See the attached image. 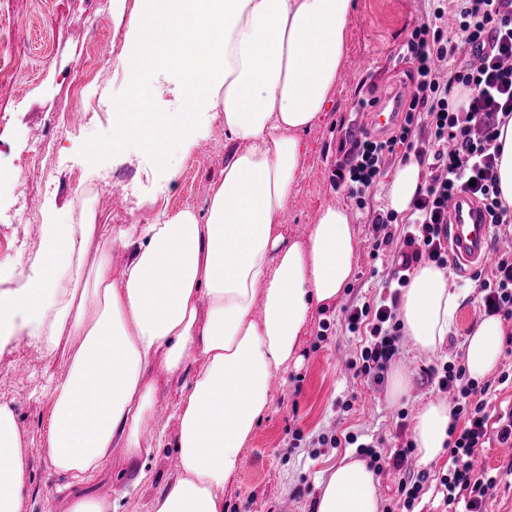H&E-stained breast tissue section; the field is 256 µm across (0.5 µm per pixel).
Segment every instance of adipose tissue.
Here are the masks:
<instances>
[{
  "label": "adipose tissue",
  "mask_w": 512,
  "mask_h": 512,
  "mask_svg": "<svg viewBox=\"0 0 512 512\" xmlns=\"http://www.w3.org/2000/svg\"><path fill=\"white\" fill-rule=\"evenodd\" d=\"M353 0H136L120 62L126 92L112 142L133 141L156 159L171 144L190 149L205 122L223 118L224 177L204 211L185 207L118 238L130 255L120 273L94 214L80 223L47 214L40 248L23 283L0 295V350L16 332L58 346L75 337L64 380L49 383L52 421L44 443L68 477L69 512H112L83 488L112 459L113 445L141 457L154 413L157 376L197 371L173 406L178 422L176 479L153 512H224V484L268 408L269 381L294 356L313 305L336 300L351 279L359 242L346 208L324 209L307 243L286 242L279 224L301 171L303 132L332 102ZM171 84L172 111L155 109L144 69ZM421 169L395 170L389 208L410 210ZM96 250L92 270L84 258ZM97 307L87 311L86 300ZM458 307L444 270L417 266L402 294L405 330L423 352L445 341ZM502 322L483 318L467 342L471 377L499 362ZM446 402L414 418L421 462L448 438ZM15 412L0 404V512H27L29 472ZM379 479L359 459L328 470L316 512H380Z\"/></svg>",
  "instance_id": "1"
}]
</instances>
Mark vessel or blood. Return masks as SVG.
<instances>
[{
    "label": "vessel or blood",
    "mask_w": 512,
    "mask_h": 512,
    "mask_svg": "<svg viewBox=\"0 0 512 512\" xmlns=\"http://www.w3.org/2000/svg\"><path fill=\"white\" fill-rule=\"evenodd\" d=\"M399 101L389 98L369 110L373 128L385 131L399 118ZM490 217L483 204L467 192L457 193L448 203V259L466 271L489 259Z\"/></svg>",
    "instance_id": "obj_1"
}]
</instances>
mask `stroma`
<instances>
[{"instance_id": "1", "label": "stroma", "mask_w": 512, "mask_h": 512, "mask_svg": "<svg viewBox=\"0 0 512 512\" xmlns=\"http://www.w3.org/2000/svg\"><path fill=\"white\" fill-rule=\"evenodd\" d=\"M336 94L315 126L306 131L302 172L288 204L282 232L286 241L307 242L320 213L330 206L349 207L344 188L334 187L331 170L338 156L339 130L347 126L358 98L400 95L411 85L409 66L398 56L400 45L419 25L427 0H353ZM128 15L91 10L85 0H0V52L9 55L16 81L0 86V210L11 211L13 182H33L30 206L37 219L55 213L78 219L90 209L100 224L120 230L148 224L162 211L187 206L203 209L210 185L224 176V125L212 120L190 151L173 149L160 166L136 143L108 150L115 130L116 100L123 97L126 73L115 63ZM104 42L106 57L82 95L67 80L88 50L90 35ZM63 112L70 127L53 138L42 163L29 166L28 153L43 138V118ZM359 240L352 279L332 304L314 307L295 357L274 371L270 405L241 452L240 466L224 486V512H316L327 469L346 448H319L321 434L355 432L381 437L383 454L412 440L409 426L428 402L444 400L427 372L451 355L465 351L472 329L485 316L471 276L449 272L448 286L459 295V312L436 352L418 351L410 338L392 369L407 377V391L393 397L390 382L367 386L348 373L347 361L360 351V335L350 333L342 309L379 292L402 244L394 238L379 259H372L367 213L353 210ZM40 234L32 224L0 222V285L16 288L19 260L36 253ZM66 374L65 350L48 349L25 337L14 338L0 353V403L10 404L26 434L21 454L31 482L28 512H67L66 476L58 474L46 452L43 434L53 401L48 378ZM183 372L160 380L157 409L141 443L149 453L130 459L113 447L112 463L88 487V494L108 497L117 512H151L154 499L176 478L177 453L159 447L158 434L174 438L178 422L172 407L192 380Z\"/></svg>"}]
</instances>
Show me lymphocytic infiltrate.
Masks as SVG:
<instances>
[{
    "mask_svg": "<svg viewBox=\"0 0 512 512\" xmlns=\"http://www.w3.org/2000/svg\"><path fill=\"white\" fill-rule=\"evenodd\" d=\"M399 55L412 64L414 82L402 121L385 138L349 121L331 175L358 210H371L372 249L377 252L392 243L397 219L396 213L374 209L372 203L387 160L402 147L431 168L429 183L412 203V219L402 231L404 247L381 292L345 310L349 331L371 325L364 347L349 363L353 378L369 385L383 382L400 352L397 310L411 270L425 261L448 266L449 199L471 192L485 206L496 235L512 239V206L502 201L497 176L502 154L498 127L501 119L512 117V0H429L424 20L402 43ZM475 282L487 313L512 317V250L501 253L490 273L476 276ZM428 375L438 390L451 393L453 402L448 473L440 479L443 504L448 512H482L501 476L477 468V451L493 440L512 442V409L490 417V383L470 378L459 359L430 368ZM318 442L356 446L374 471H400L398 505L404 512H411L427 488V472L403 469L413 443L386 456L378 438L362 442L352 434L322 436Z\"/></svg>",
    "mask_w": 512,
    "mask_h": 512,
    "instance_id": "f902f5d3",
    "label": "lymphocytic infiltrate"
}]
</instances>
